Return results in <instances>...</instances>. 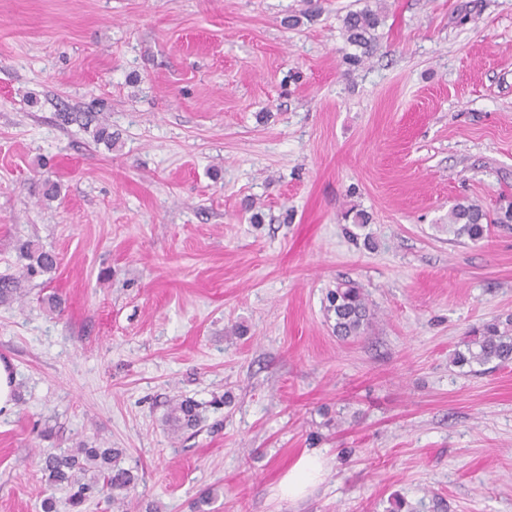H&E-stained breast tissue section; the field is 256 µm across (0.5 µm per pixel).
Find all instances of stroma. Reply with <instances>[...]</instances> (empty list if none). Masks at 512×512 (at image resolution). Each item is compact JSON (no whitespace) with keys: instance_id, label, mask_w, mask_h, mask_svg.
Returning a JSON list of instances; mask_svg holds the SVG:
<instances>
[{"instance_id":"obj_1","label":"stroma","mask_w":512,"mask_h":512,"mask_svg":"<svg viewBox=\"0 0 512 512\" xmlns=\"http://www.w3.org/2000/svg\"><path fill=\"white\" fill-rule=\"evenodd\" d=\"M318 5L0 0V275L25 239L60 260L0 304V512H69L40 460L82 442L122 449L130 512H512V366L452 363L512 328V226L448 234L457 200L512 202V0ZM306 454L321 481L281 498ZM383 22L380 10L370 7L358 11H350L342 19V31L349 45L360 50L347 58L351 64H359L368 58L378 41L377 31ZM327 314L333 329L342 338L361 336L374 319L366 294L350 281L339 283L327 296ZM15 378L12 366L8 361L0 359V409H10L14 404ZM200 420L199 405L187 399L176 400L167 415V423L175 432L193 429Z\"/></svg>"}]
</instances>
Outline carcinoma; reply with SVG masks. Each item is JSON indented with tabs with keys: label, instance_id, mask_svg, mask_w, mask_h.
<instances>
[{
	"label": "carcinoma",
	"instance_id": "1",
	"mask_svg": "<svg viewBox=\"0 0 512 512\" xmlns=\"http://www.w3.org/2000/svg\"><path fill=\"white\" fill-rule=\"evenodd\" d=\"M383 22L381 11L365 7L350 11L342 19V31L346 42L359 52L347 61L359 64L369 57L378 41L377 31ZM512 205L490 214L484 208L467 199L457 201L448 211V233L455 239L467 238L478 242L487 237L492 224H511ZM20 256L27 261L19 275L0 276V302L8 303L25 295L24 283L29 278L50 273L58 265V257L33 241H25L20 247ZM328 317L334 319L333 329L342 338L357 337L364 333L374 319L366 294L356 284L340 283L327 296ZM458 366H485L495 364L506 367L512 364V335L500 330L492 323L474 331L464 341V349L453 354ZM201 415L199 405L191 400H177L167 415V423L176 432L197 427ZM43 470L48 472V481L69 489L68 505L72 512H84L86 503L96 495H104L112 504L125 510L130 495L135 490L132 470L119 464V452L113 448H92L83 443L78 448L60 453H49L44 457Z\"/></svg>",
	"mask_w": 512,
	"mask_h": 512
}]
</instances>
